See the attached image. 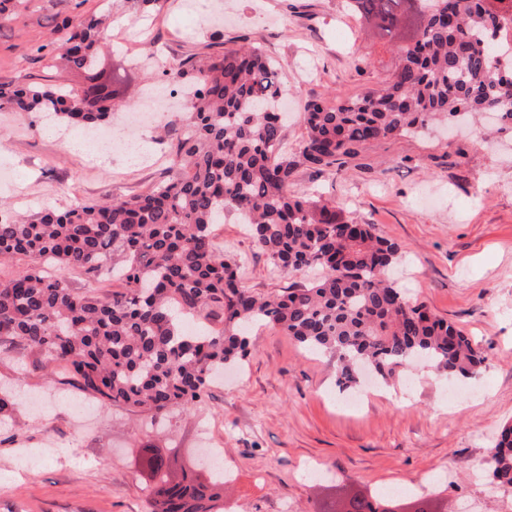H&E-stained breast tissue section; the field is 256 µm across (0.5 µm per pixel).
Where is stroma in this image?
<instances>
[{"label": "stroma", "mask_w": 512, "mask_h": 512, "mask_svg": "<svg viewBox=\"0 0 512 512\" xmlns=\"http://www.w3.org/2000/svg\"><path fill=\"white\" fill-rule=\"evenodd\" d=\"M207 2L158 0L145 10L136 0H112L116 23L153 21L145 43L114 35L100 43V58L124 77L119 109L133 108L155 74L235 40L278 62L293 108L284 134L294 148L305 133L297 111L304 101L350 97L390 74L389 45L363 34L342 0H224L220 18ZM101 5L21 0L12 20L0 21V83L54 82L57 22ZM135 52L150 57V68L133 66ZM159 135L155 126L141 133L149 164L116 159L105 169L71 155L54 128L35 131L25 114L1 112L0 145L8 153L0 167L17 180L0 201L34 213L139 193L172 166ZM293 188L336 201L345 219L373 225L400 245L397 286L482 346L479 377L448 381L412 369L404 385L374 386L349 411L342 406L349 393L328 357L260 327L242 370H227L204 404L171 411L157 428L121 405L82 415L72 407L77 387L60 375L47 378L39 356L18 346L0 352V389L30 404L16 407L11 429H0V512H149L146 449L193 455L207 437L235 472L224 486L235 512L286 505L320 512L343 485L375 494L409 491L427 479L446 512L476 499L485 501L484 512H498L507 493L472 468L512 425V132L498 133L490 146L442 116L422 133L370 141L339 169H298ZM214 235L240 261L245 287L288 286L237 217L225 216ZM48 442L54 454L39 459Z\"/></svg>", "instance_id": "stroma-1"}]
</instances>
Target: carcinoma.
Returning <instances> with one entry per match:
<instances>
[{"label":"carcinoma","mask_w":512,"mask_h":512,"mask_svg":"<svg viewBox=\"0 0 512 512\" xmlns=\"http://www.w3.org/2000/svg\"><path fill=\"white\" fill-rule=\"evenodd\" d=\"M373 33L390 38L389 79L345 99L302 108L305 138L288 153L276 62L260 48L228 46L191 57L180 76L197 88L186 131L174 145V174L128 197L20 216L0 203V259L24 256L0 277V336L42 357L107 406L164 415L209 395L224 368L249 353V327L282 331L307 352L336 359V382L356 387L370 369L387 383L424 362L449 380L477 376L482 349L454 323L433 315L385 278L401 247L369 224L344 220L336 201L291 191L295 171L321 172L354 158L368 142L415 133L441 115L498 113L512 129V0H347ZM112 11L66 16L52 59L80 73L75 88L0 83V112L46 116L94 128L112 121L114 88L97 55ZM227 213L248 224L255 245L287 277L321 275L274 293L242 285L241 263L217 246L213 226ZM112 268L105 297L74 291L68 273ZM220 327L191 336L183 315ZM154 487L150 512H224V475L170 461L147 449ZM484 468L512 492V426L503 428ZM324 512H440L428 496L339 498Z\"/></svg>","instance_id":"1"}]
</instances>
